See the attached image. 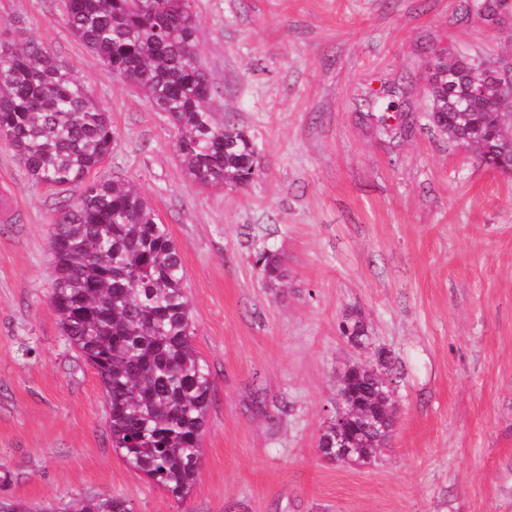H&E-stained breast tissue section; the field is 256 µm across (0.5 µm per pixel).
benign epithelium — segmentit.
<instances>
[{"label":"benign epithelium","instance_id":"obj_1","mask_svg":"<svg viewBox=\"0 0 512 512\" xmlns=\"http://www.w3.org/2000/svg\"><path fill=\"white\" fill-rule=\"evenodd\" d=\"M481 17L498 24L512 19V0H481ZM480 77L472 80L466 88L464 98L457 106H470L486 99L494 89L502 98L512 97V70H503L496 64H479ZM484 164L501 172H512V152L494 148L485 157ZM387 355L377 350L364 363H350L338 377L336 405L327 426L329 430L320 434L318 450L326 460L342 464H359L370 461L369 444L365 434H375L380 446L391 438L399 415V406L390 393L379 395V407L370 411L364 408L362 393L358 387L361 371L372 374L379 387H389Z\"/></svg>","mask_w":512,"mask_h":512}]
</instances>
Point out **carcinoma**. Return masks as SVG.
Returning a JSON list of instances; mask_svg holds the SVG:
<instances>
[{"label": "carcinoma", "mask_w": 512, "mask_h": 512, "mask_svg": "<svg viewBox=\"0 0 512 512\" xmlns=\"http://www.w3.org/2000/svg\"><path fill=\"white\" fill-rule=\"evenodd\" d=\"M65 21L109 71L167 115L191 184L222 189L261 172L250 135L220 123L204 103L215 92L198 57L191 0H65ZM430 82L427 120L477 157L512 138V100L493 91L467 119L445 109ZM0 141L29 179L72 192L51 231L50 302L63 335L94 368L112 447L182 502L193 491L212 400L211 372L191 336L186 271L150 201L119 180H92L112 152L110 114L39 41L0 53ZM256 265L270 288L285 269L267 251ZM119 496L75 498L67 512H129Z\"/></svg>", "instance_id": "obj_1"}]
</instances>
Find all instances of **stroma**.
Returning <instances> with one entry per match:
<instances>
[{"instance_id":"1","label":"stroma","mask_w":512,"mask_h":512,"mask_svg":"<svg viewBox=\"0 0 512 512\" xmlns=\"http://www.w3.org/2000/svg\"><path fill=\"white\" fill-rule=\"evenodd\" d=\"M469 0H192L206 106L256 143L243 188L186 178L165 113L72 34L64 0H0V40L35 38L109 112L98 179L129 180L186 270L193 345L213 379L194 492L175 500L112 446L95 370L49 302L50 234L68 194L0 142V498L134 512H512V174L425 117L451 54L512 69V31ZM395 92L400 136L368 102ZM285 260L265 287L260 250ZM391 358L396 429L377 461L324 460L336 375ZM127 501L119 496L105 499L75 498L67 506L69 512H131Z\"/></svg>"}]
</instances>
